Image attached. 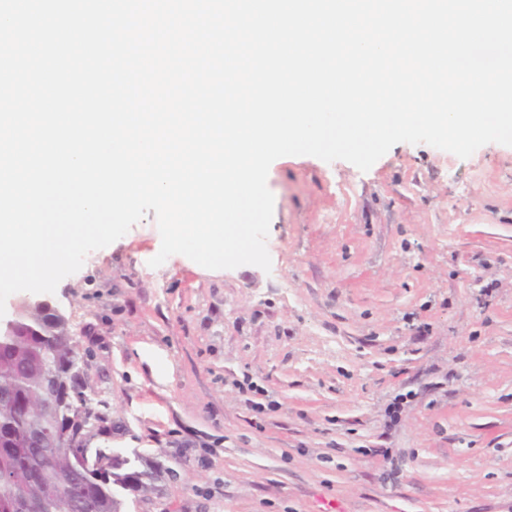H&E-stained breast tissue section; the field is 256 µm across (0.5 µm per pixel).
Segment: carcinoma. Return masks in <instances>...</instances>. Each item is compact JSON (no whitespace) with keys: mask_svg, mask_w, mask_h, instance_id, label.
<instances>
[{"mask_svg":"<svg viewBox=\"0 0 512 512\" xmlns=\"http://www.w3.org/2000/svg\"><path fill=\"white\" fill-rule=\"evenodd\" d=\"M18 329L0 340V512H122L120 491L148 492L157 472L147 467L116 474V479L85 480L69 448H49L32 441L50 426L81 429L89 414L80 390V367L72 357L76 342L66 319L47 306L22 308ZM60 383L53 390L64 403L47 413V362Z\"/></svg>","mask_w":512,"mask_h":512,"instance_id":"obj_1","label":"carcinoma"}]
</instances>
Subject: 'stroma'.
I'll list each match as a JSON object with an SVG mask.
<instances>
[{"label":"stroma","instance_id":"1","mask_svg":"<svg viewBox=\"0 0 512 512\" xmlns=\"http://www.w3.org/2000/svg\"><path fill=\"white\" fill-rule=\"evenodd\" d=\"M267 184L270 271L150 267V212L49 297L87 448L162 472L125 512H512V147Z\"/></svg>","mask_w":512,"mask_h":512}]
</instances>
